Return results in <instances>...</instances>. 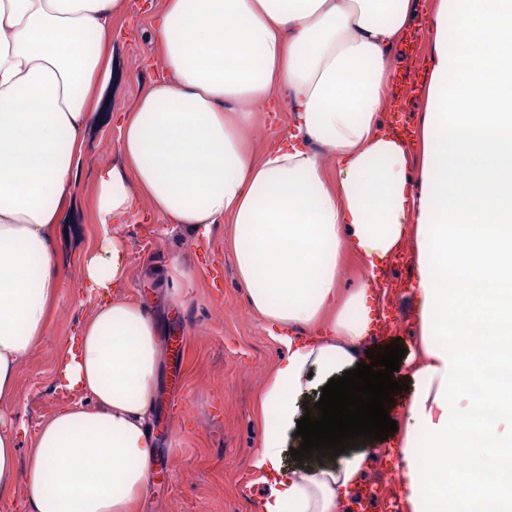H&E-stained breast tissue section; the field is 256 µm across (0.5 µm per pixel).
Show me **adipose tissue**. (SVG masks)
I'll return each mask as SVG.
<instances>
[{
    "label": "adipose tissue",
    "instance_id": "1",
    "mask_svg": "<svg viewBox=\"0 0 512 512\" xmlns=\"http://www.w3.org/2000/svg\"><path fill=\"white\" fill-rule=\"evenodd\" d=\"M411 0H165L158 75L116 118L119 165L96 173L97 303L57 358L68 392L19 447L17 369L42 342L90 123L112 84L126 0H0V501L22 512H139L157 457L160 326L129 294L115 225L231 224L250 311L283 352L264 375L256 512H344L367 449L285 465L300 401L356 368L380 271L413 237L416 351L394 442L407 512H512V0L440 6L421 163L385 132ZM285 94L263 149L256 115ZM367 275L340 288L343 253Z\"/></svg>",
    "mask_w": 512,
    "mask_h": 512
}]
</instances>
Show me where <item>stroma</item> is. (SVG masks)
<instances>
[{
	"label": "stroma",
	"mask_w": 512,
	"mask_h": 512,
	"mask_svg": "<svg viewBox=\"0 0 512 512\" xmlns=\"http://www.w3.org/2000/svg\"><path fill=\"white\" fill-rule=\"evenodd\" d=\"M130 9L112 31V89L90 126L87 160L79 176L70 223L58 229L64 266L59 301L42 344L17 370V399L29 447L32 434L66 393L54 379L59 351L94 312L81 295V255L92 248L100 226L95 216L94 171L112 163L118 137L114 118L130 110L156 76L158 64L144 55L148 37L145 5L164 0H129ZM128 244V274L134 293L155 308L167 332L184 338L180 357L164 355L163 392L158 409L159 450L153 492L143 512H252L245 497L251 480L250 458L258 434L253 404L266 370L281 351L265 324L249 310L234 255L226 245L228 224L212 225L201 238L188 227L153 216L144 224L121 227ZM186 272L176 287L159 279L171 259ZM411 295L389 289L382 305L388 327L406 351H414L415 327L407 312Z\"/></svg>",
	"instance_id": "1"
}]
</instances>
